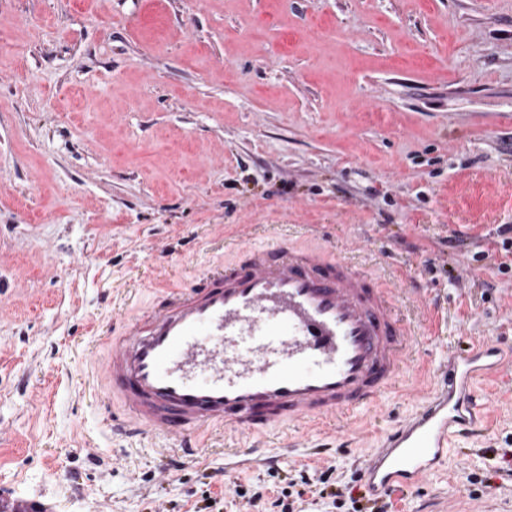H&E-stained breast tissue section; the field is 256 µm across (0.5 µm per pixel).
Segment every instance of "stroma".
Segmentation results:
<instances>
[{
    "label": "stroma",
    "instance_id": "obj_1",
    "mask_svg": "<svg viewBox=\"0 0 512 512\" xmlns=\"http://www.w3.org/2000/svg\"><path fill=\"white\" fill-rule=\"evenodd\" d=\"M512 0H0V512H512V368L418 490L360 454L413 412L183 462L86 384L122 305L195 284L225 235L314 236L405 288L423 368L512 356Z\"/></svg>",
    "mask_w": 512,
    "mask_h": 512
}]
</instances>
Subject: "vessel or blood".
<instances>
[{
    "instance_id": "b4317fda",
    "label": "vessel or blood",
    "mask_w": 512,
    "mask_h": 512,
    "mask_svg": "<svg viewBox=\"0 0 512 512\" xmlns=\"http://www.w3.org/2000/svg\"><path fill=\"white\" fill-rule=\"evenodd\" d=\"M229 247L237 260L193 286L154 284L152 305L112 337L102 374L122 430L172 435L195 457L193 434L212 426L256 438L375 407L395 387L414 340L375 277L317 248ZM498 354L452 349L435 366L418 409L361 460L375 497L418 488L481 427L473 382Z\"/></svg>"
}]
</instances>
